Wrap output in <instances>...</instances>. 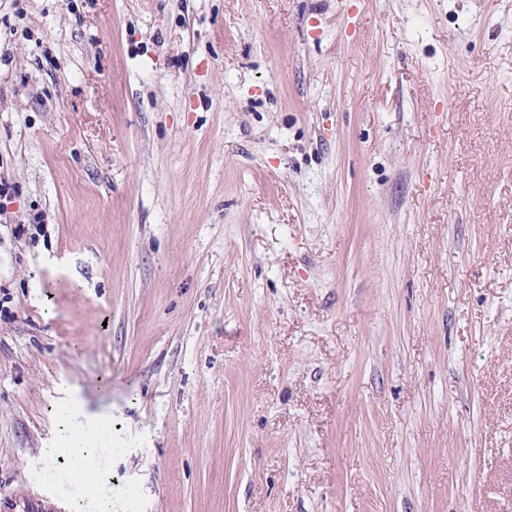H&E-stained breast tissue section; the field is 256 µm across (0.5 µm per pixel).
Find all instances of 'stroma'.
Returning a JSON list of instances; mask_svg holds the SVG:
<instances>
[{"mask_svg": "<svg viewBox=\"0 0 512 512\" xmlns=\"http://www.w3.org/2000/svg\"><path fill=\"white\" fill-rule=\"evenodd\" d=\"M0 499L512 512V0H0ZM61 429V454L79 456L80 461L70 474L71 482L89 494L90 503L99 512H112V497H100L98 492L99 460L112 452V419L107 415L99 416L90 427H79L71 419L69 409L59 414Z\"/></svg>", "mask_w": 512, "mask_h": 512, "instance_id": "1", "label": "stroma"}]
</instances>
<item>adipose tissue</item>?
Here are the masks:
<instances>
[{
  "mask_svg": "<svg viewBox=\"0 0 512 512\" xmlns=\"http://www.w3.org/2000/svg\"><path fill=\"white\" fill-rule=\"evenodd\" d=\"M61 429V443L59 451L63 454L75 455L79 464L75 467L70 478L78 488L89 493L90 503H93L97 512H112L111 497L98 496L99 488V460L112 451V419L103 415L88 427L76 425L69 410H62L59 414Z\"/></svg>",
  "mask_w": 512,
  "mask_h": 512,
  "instance_id": "obj_1",
  "label": "adipose tissue"
}]
</instances>
